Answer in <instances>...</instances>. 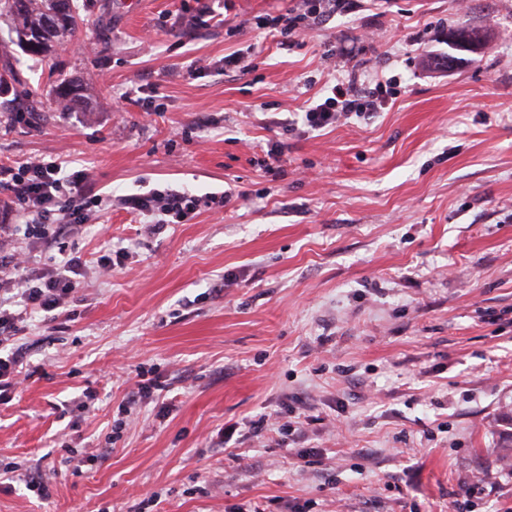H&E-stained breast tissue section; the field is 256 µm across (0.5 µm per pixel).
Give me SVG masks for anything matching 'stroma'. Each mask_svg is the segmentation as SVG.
Here are the masks:
<instances>
[{
    "mask_svg": "<svg viewBox=\"0 0 512 512\" xmlns=\"http://www.w3.org/2000/svg\"><path fill=\"white\" fill-rule=\"evenodd\" d=\"M205 2L195 29L180 0H74L73 37L16 56L0 163L61 158L106 202L18 242L87 267L13 341L34 375L0 399V512H512V0H363L285 47L255 19L297 0ZM463 24L487 36L447 65ZM354 66L396 77L382 112L293 125ZM165 186L232 196L159 234L107 202ZM80 86L81 84L73 80H63L56 86V103L62 111L78 109L81 106L83 96Z\"/></svg>",
    "mask_w": 512,
    "mask_h": 512,
    "instance_id": "obj_1",
    "label": "stroma"
}]
</instances>
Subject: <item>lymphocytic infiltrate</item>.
<instances>
[{
  "instance_id": "1",
  "label": "lymphocytic infiltrate",
  "mask_w": 512,
  "mask_h": 512,
  "mask_svg": "<svg viewBox=\"0 0 512 512\" xmlns=\"http://www.w3.org/2000/svg\"><path fill=\"white\" fill-rule=\"evenodd\" d=\"M360 0H300L296 9L270 18L269 26L282 38L299 39L316 30L326 16L355 13ZM389 100L386 85L368 87L358 71H350L347 81L337 83L323 101L305 110L304 126L321 130L336 126L351 116L372 118ZM0 181L11 192V201L25 217L21 224L0 225V293L10 294L15 307L0 303V346L11 341L19 324L40 314L62 312L79 286L84 262L69 254L51 269L31 267L29 257L6 248L7 238L54 242L69 228L86 223L102 204V197L89 174L77 171L64 175L54 160L26 162L16 167H0ZM116 204L156 215L159 225L183 224L197 212L200 200L184 191L156 190L147 197L119 196Z\"/></svg>"
}]
</instances>
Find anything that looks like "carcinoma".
I'll return each mask as SVG.
<instances>
[{
	"label": "carcinoma",
	"mask_w": 512,
	"mask_h": 512,
	"mask_svg": "<svg viewBox=\"0 0 512 512\" xmlns=\"http://www.w3.org/2000/svg\"><path fill=\"white\" fill-rule=\"evenodd\" d=\"M3 16L12 20V43L31 56L47 55L77 26L73 0H0V18ZM481 37H485V30L463 27L453 46L462 51L467 42ZM55 97L57 106L66 111L79 108L83 102L80 84L73 80L61 81Z\"/></svg>",
	"instance_id": "obj_1"
}]
</instances>
